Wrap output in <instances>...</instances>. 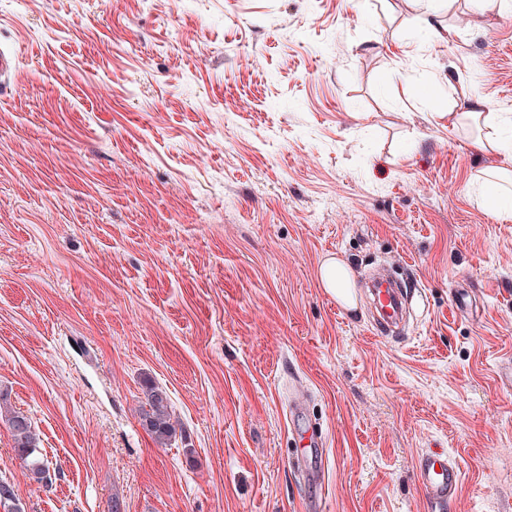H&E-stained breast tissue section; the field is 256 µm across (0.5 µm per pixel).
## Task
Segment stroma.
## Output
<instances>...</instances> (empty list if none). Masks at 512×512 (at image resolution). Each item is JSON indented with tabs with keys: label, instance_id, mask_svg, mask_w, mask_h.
<instances>
[{
	"label": "stroma",
	"instance_id": "35a3bbf8",
	"mask_svg": "<svg viewBox=\"0 0 512 512\" xmlns=\"http://www.w3.org/2000/svg\"><path fill=\"white\" fill-rule=\"evenodd\" d=\"M0 50V389L53 480L0 422L21 512H434L431 450L449 512H512V217L479 190L512 160L446 117H512V0H0ZM330 256L398 267L400 337L321 287ZM460 107H462L461 111L464 112H456V109ZM485 110L486 107L482 100L477 97H471L466 99L461 106L460 104L458 107L454 105L448 109V122L455 126L462 116L470 115L483 119L485 124L489 123V127L494 129L498 125L499 117L494 116V112H484ZM140 415L143 426L160 443H167L175 434L168 398L162 389L155 386L147 387ZM8 394L0 391V417L5 420L13 440V448L21 467L30 478L45 486L52 485L49 466L39 450V438L31 420L8 406ZM313 443V447L311 444L307 445V448H310V450L306 454L296 457L295 465L304 470L309 481L316 483L319 481L322 473L323 448H320L322 444L318 440ZM416 477L436 505L446 507L454 501L460 471L457 462L448 453H427L419 456Z\"/></svg>",
	"mask_w": 512,
	"mask_h": 512
}]
</instances>
